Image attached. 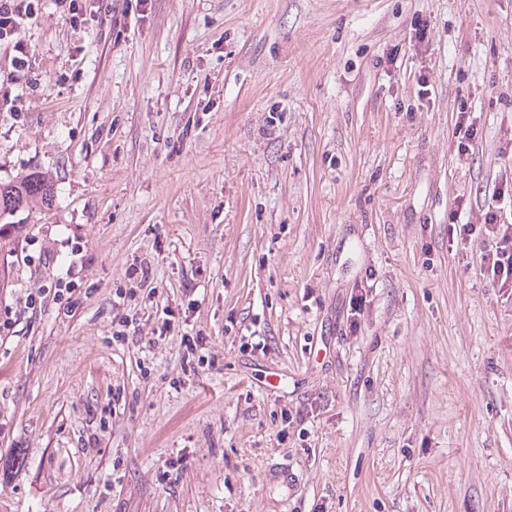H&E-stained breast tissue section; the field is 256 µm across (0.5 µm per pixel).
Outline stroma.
Masks as SVG:
<instances>
[{"label": "stroma", "instance_id": "stroma-1", "mask_svg": "<svg viewBox=\"0 0 512 512\" xmlns=\"http://www.w3.org/2000/svg\"><path fill=\"white\" fill-rule=\"evenodd\" d=\"M86 4L0 50V512H512V0ZM53 198V184L42 173L33 172L22 178L0 180V252L14 242L23 228V224L11 221V218L36 200L49 206ZM498 204L488 206L485 220V235L491 240V245L486 249L483 256L484 267L487 273L492 277V281L500 282V287L508 286L512 288V224L498 222L497 210Z\"/></svg>", "mask_w": 512, "mask_h": 512}]
</instances>
